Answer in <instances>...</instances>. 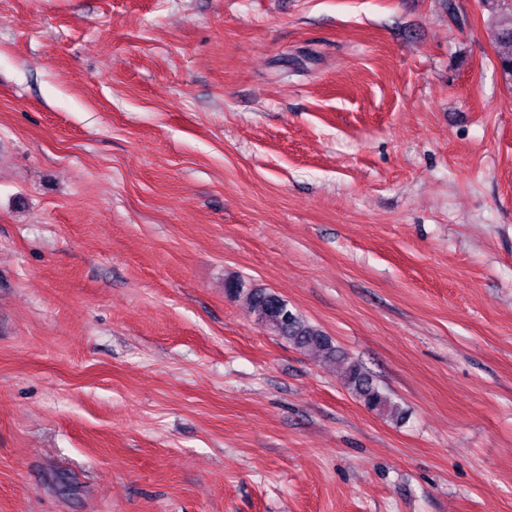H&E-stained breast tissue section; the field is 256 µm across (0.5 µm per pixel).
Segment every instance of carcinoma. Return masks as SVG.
Instances as JSON below:
<instances>
[{
	"label": "carcinoma",
	"instance_id": "carcinoma-1",
	"mask_svg": "<svg viewBox=\"0 0 512 512\" xmlns=\"http://www.w3.org/2000/svg\"><path fill=\"white\" fill-rule=\"evenodd\" d=\"M482 4L497 15L498 43L503 48L498 53L499 64L505 80L512 83V0H482ZM226 289L244 299L258 322L294 347L339 363L341 384L368 409L392 420L401 418V405L376 384L364 366L341 354L331 338L289 308L287 300L266 288H247L239 280L227 282Z\"/></svg>",
	"mask_w": 512,
	"mask_h": 512
}]
</instances>
